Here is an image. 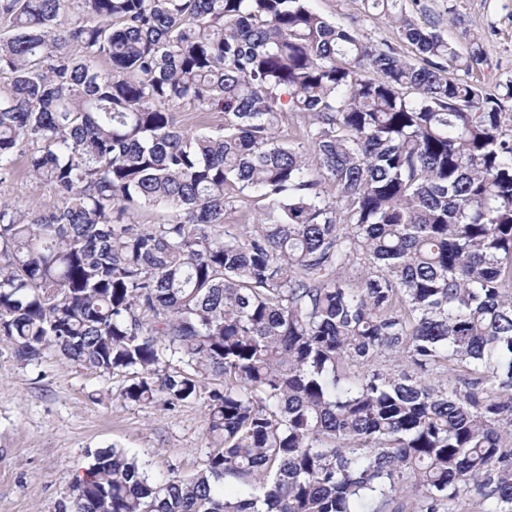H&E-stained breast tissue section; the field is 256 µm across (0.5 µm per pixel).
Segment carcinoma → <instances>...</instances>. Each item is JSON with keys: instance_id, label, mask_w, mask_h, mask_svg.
I'll return each mask as SVG.
<instances>
[{"instance_id": "1", "label": "carcinoma", "mask_w": 512, "mask_h": 512, "mask_svg": "<svg viewBox=\"0 0 512 512\" xmlns=\"http://www.w3.org/2000/svg\"><path fill=\"white\" fill-rule=\"evenodd\" d=\"M360 2L411 54L309 0H0V185L53 196L0 197V342L202 402L211 448H97L57 512H512V81ZM15 158V174L12 181L6 185H0L2 196L22 206L48 202L50 190L42 187L29 176L23 156L18 153Z\"/></svg>"}]
</instances>
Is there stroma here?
<instances>
[{"instance_id": "35a3bbf8", "label": "stroma", "mask_w": 512, "mask_h": 512, "mask_svg": "<svg viewBox=\"0 0 512 512\" xmlns=\"http://www.w3.org/2000/svg\"><path fill=\"white\" fill-rule=\"evenodd\" d=\"M431 18L459 51L480 36L486 63L477 74L486 90L512 79V0H425ZM310 7L369 40L396 43L391 22L365 12L360 0H310ZM0 195L19 205L48 202L50 191L16 157ZM126 378L52 357L27 364L0 345V512H56L83 475L91 450L117 447L149 462L155 481L190 475L207 460L202 403L175 411L125 400Z\"/></svg>"}]
</instances>
